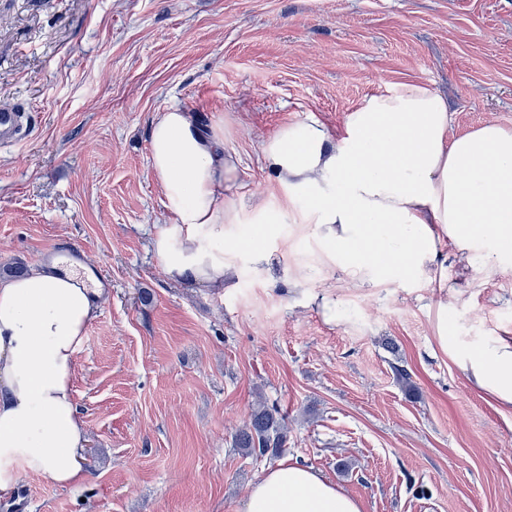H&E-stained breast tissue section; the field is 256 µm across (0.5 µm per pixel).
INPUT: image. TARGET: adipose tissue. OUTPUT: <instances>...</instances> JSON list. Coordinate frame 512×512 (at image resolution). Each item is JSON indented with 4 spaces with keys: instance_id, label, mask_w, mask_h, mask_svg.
I'll return each instance as SVG.
<instances>
[{
    "instance_id": "adipose-tissue-1",
    "label": "adipose tissue",
    "mask_w": 512,
    "mask_h": 512,
    "mask_svg": "<svg viewBox=\"0 0 512 512\" xmlns=\"http://www.w3.org/2000/svg\"><path fill=\"white\" fill-rule=\"evenodd\" d=\"M453 116L430 86L401 82L352 108L339 133L316 119L280 126L261 145L264 165L299 208L331 265L361 283L422 282L443 288L445 243L463 261L512 270V128L495 122L453 135ZM149 169L168 215L153 235L167 276L223 290L245 263L277 260L279 233L265 203L250 243L225 261L220 242L240 223L242 160L223 124L170 107L149 130ZM51 257L19 278H0V493L32 474L50 488L84 478L86 425L74 402L73 369L103 291L85 268L61 273ZM447 304L436 311L439 345L465 377L512 407V337L462 348ZM241 512H360L355 498L312 469L281 463L254 484Z\"/></svg>"
}]
</instances>
